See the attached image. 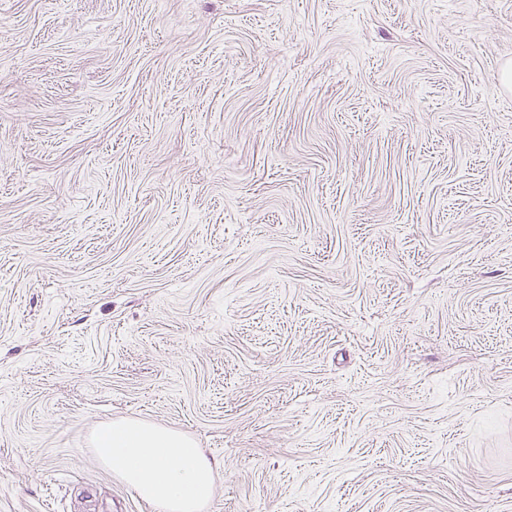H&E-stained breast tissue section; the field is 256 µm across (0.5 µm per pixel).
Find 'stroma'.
<instances>
[{"mask_svg": "<svg viewBox=\"0 0 512 512\" xmlns=\"http://www.w3.org/2000/svg\"><path fill=\"white\" fill-rule=\"evenodd\" d=\"M512 0H0V512H512ZM93 442L100 465L157 512H200L212 500L214 466L183 432L118 420L100 428Z\"/></svg>", "mask_w": 512, "mask_h": 512, "instance_id": "obj_1", "label": "stroma"}]
</instances>
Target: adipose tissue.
<instances>
[{
	"instance_id": "adipose-tissue-1",
	"label": "adipose tissue",
	"mask_w": 512,
	"mask_h": 512,
	"mask_svg": "<svg viewBox=\"0 0 512 512\" xmlns=\"http://www.w3.org/2000/svg\"><path fill=\"white\" fill-rule=\"evenodd\" d=\"M100 465L155 512H202L214 492L215 469L189 435L144 421L118 420L93 438Z\"/></svg>"
}]
</instances>
